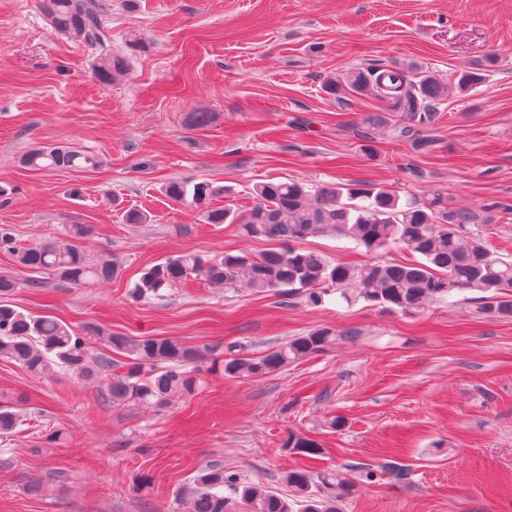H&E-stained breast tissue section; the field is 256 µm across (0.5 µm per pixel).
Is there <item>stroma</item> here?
Instances as JSON below:
<instances>
[{"label": "stroma", "mask_w": 512, "mask_h": 512, "mask_svg": "<svg viewBox=\"0 0 512 512\" xmlns=\"http://www.w3.org/2000/svg\"><path fill=\"white\" fill-rule=\"evenodd\" d=\"M118 84L94 76V53L54 33L37 0H0V225L19 244L92 228L89 256L121 275L89 287L46 277L8 302L72 328L92 323L190 346L239 341L251 355L316 327L338 333L325 353L250 380L201 371L196 395L156 413L113 408L104 388L35 376L0 359V404L27 421L0 452V512H185L183 490L219 463L289 496L288 471L378 466L411 478L357 484L341 512H512V320L479 319L467 303L389 314L338 295L219 288L197 279L163 298L133 300L146 265L184 251L252 254L260 242L205 223L166 197L165 183L232 187L218 207L250 205L254 183L386 184L417 196L439 187L457 207L499 205L485 239L512 257V0H97ZM494 57L486 79L450 93L428 153L380 133L355 134L375 101L326 92L356 67L416 63L448 78ZM213 113L194 127L190 113ZM98 156L100 168L25 167L40 146ZM130 209L150 222L125 223ZM317 441L311 459L289 433ZM146 474L149 489L135 479Z\"/></svg>", "instance_id": "stroma-1"}]
</instances>
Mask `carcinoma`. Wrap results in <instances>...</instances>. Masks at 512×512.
Instances as JSON below:
<instances>
[{"label":"carcinoma","mask_w":512,"mask_h":512,"mask_svg":"<svg viewBox=\"0 0 512 512\" xmlns=\"http://www.w3.org/2000/svg\"><path fill=\"white\" fill-rule=\"evenodd\" d=\"M37 7L55 31L81 40L94 51V75L100 82L109 85L127 74V58L112 51L96 0H37ZM484 80L482 64L460 71L452 83L417 64H389L351 71L329 80L326 89L336 96L368 97L398 113L389 125L390 137L426 152L432 139L422 132L436 124L449 91H467ZM22 162L38 170L71 171L100 164L98 157L68 146L35 148ZM164 191L175 201L189 202L209 224H232L238 237L275 246L254 255L241 250L212 256L172 255L141 271L131 290L135 299L158 296L161 290L195 276L226 288L241 283L256 293L293 296L302 292L314 306L335 291L348 304L363 301L383 312L404 315L421 313L432 303L468 292L477 315L512 320V259L498 255L472 229L481 221L477 213L452 206L439 189L403 200L399 191L384 184L359 188L269 180L253 185L252 204L241 211L212 206L214 198L231 193L228 186L209 182L191 186L175 180L166 183ZM494 209L492 204L484 206L481 222L489 223ZM91 232L87 224H72L54 241L22 246L8 228L0 227V251L10 254L19 271L30 275L26 279L0 272V359L35 375L59 369L81 381L104 382L114 407L133 403L162 411L194 395L200 363L209 362V370L227 378H260L323 353L336 341L333 329L315 328L252 357L238 343L189 346L175 338L125 336L93 324L75 330L2 301L17 288L40 287L42 281L31 277L33 273L79 286L120 275L117 261L107 257L93 261L79 247L78 241ZM329 234L352 242L368 260L335 264L325 254L304 247L308 239ZM395 246L408 250L412 259H380ZM93 342L124 357L122 373L114 372L112 357L94 360L89 356ZM23 422L21 412L0 405L1 439L13 435ZM283 447L303 455L321 454L316 441L294 433L288 434ZM356 473L365 483H376L385 475L400 484L410 475L392 460L377 468L358 466ZM286 481L298 494L291 503L258 483L242 481L236 471L207 465L190 487V512H339L338 498L352 487L334 473L314 475L304 469L289 471Z\"/></svg>","instance_id":"carcinoma-1"}]
</instances>
